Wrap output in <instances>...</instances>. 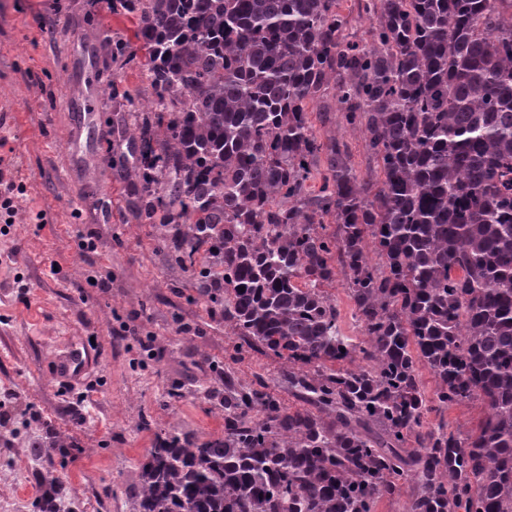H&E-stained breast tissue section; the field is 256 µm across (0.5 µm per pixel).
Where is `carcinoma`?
<instances>
[{
	"label": "carcinoma",
	"mask_w": 512,
	"mask_h": 512,
	"mask_svg": "<svg viewBox=\"0 0 512 512\" xmlns=\"http://www.w3.org/2000/svg\"><path fill=\"white\" fill-rule=\"evenodd\" d=\"M112 13L144 51L114 39L112 59L151 87L112 167L140 221L172 213L170 260L300 402L224 378V434L156 435L136 512H512V0H357L363 38L340 0ZM328 96L371 171L316 133ZM339 270L359 340L326 290ZM475 400L474 429L428 422ZM61 491L33 512H74Z\"/></svg>",
	"instance_id": "obj_1"
}]
</instances>
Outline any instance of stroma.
<instances>
[{"label": "stroma", "mask_w": 512, "mask_h": 512, "mask_svg": "<svg viewBox=\"0 0 512 512\" xmlns=\"http://www.w3.org/2000/svg\"><path fill=\"white\" fill-rule=\"evenodd\" d=\"M134 26L112 0H0V185L14 186L12 209L0 207V255L12 256L0 264V512H30L37 486L11 461L34 457L35 442L67 448L42 465L76 512H135L156 433L223 434L225 378L263 379L295 404L281 360L237 347L168 259L158 240L168 212L139 223L112 169L127 148L112 132L125 116L112 93L143 102L150 84L103 45ZM72 339L94 342L102 360L78 381L53 380L52 355Z\"/></svg>", "instance_id": "35a3bbf8"}]
</instances>
